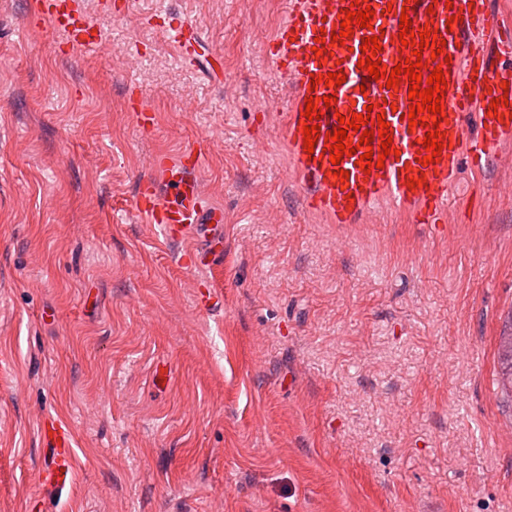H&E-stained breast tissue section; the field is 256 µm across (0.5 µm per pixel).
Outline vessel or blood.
Segmentation results:
<instances>
[{
  "mask_svg": "<svg viewBox=\"0 0 512 512\" xmlns=\"http://www.w3.org/2000/svg\"><path fill=\"white\" fill-rule=\"evenodd\" d=\"M374 14L367 28H355L343 42L316 44L320 32H340L346 12L356 11V0H289L287 16L269 50L272 63L294 86L283 114L282 138L290 156L291 170L304 186L303 204L333 224H348L360 213L386 198L400 207L412 208L416 223L448 221V190L461 157L474 170H482L503 142L512 138V102L504 103V83L512 84V19L496 15L490 0H367ZM34 15L64 36L70 51L93 48L103 40L101 29L86 17L82 0H34ZM408 16L411 28L429 29L444 39V53L433 56L422 50V75L442 69L447 86L440 122L443 148L431 163H423V140L435 120L424 112L422 124L410 125L409 79L401 77L398 89L386 79H372L359 68L360 51L368 35L381 45V64L393 68L409 57L411 46L400 41V18ZM167 34L183 63L193 62L199 44L195 25L180 14L168 17ZM344 75L339 85L319 83L328 73ZM329 96L330 105L319 106L321 135L313 150H306L302 130L310 97ZM368 114V128L388 122L393 154L383 167L364 172L355 156H343L332 164L325 134L339 127V116ZM203 155L193 149L170 156L156 155L153 177L139 184L135 207L145 223L159 225L167 239L182 241L186 249L180 261L195 269L210 265L222 254L224 213L208 204L195 176ZM348 172L347 180L335 170ZM417 186H410V179ZM39 436L44 458L38 481L44 488L64 490L75 472L74 432L62 419L46 418Z\"/></svg>",
  "mask_w": 512,
  "mask_h": 512,
  "instance_id": "vessel-or-blood-1",
  "label": "vessel or blood"
}]
</instances>
